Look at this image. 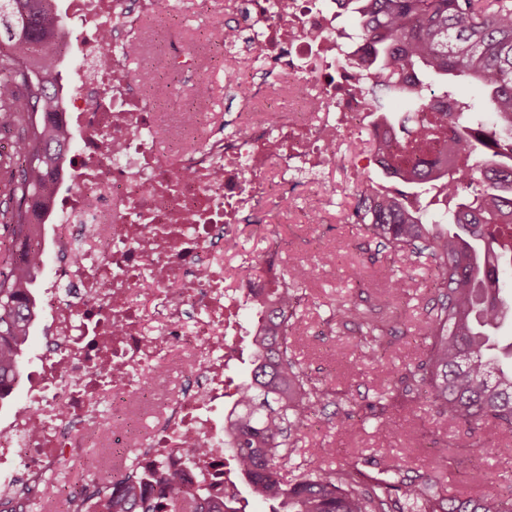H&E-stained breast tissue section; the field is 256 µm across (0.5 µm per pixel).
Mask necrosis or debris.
Masks as SVG:
<instances>
[{
	"label": "necrosis or debris",
	"mask_w": 512,
	"mask_h": 512,
	"mask_svg": "<svg viewBox=\"0 0 512 512\" xmlns=\"http://www.w3.org/2000/svg\"><path fill=\"white\" fill-rule=\"evenodd\" d=\"M81 66L65 76L62 122L78 136L44 233L61 258L38 295L52 328L26 374V397L0 409V501L56 496L59 458L99 439L115 461L164 467L223 498L224 370L250 333V302L276 279L279 247L253 260L262 278L224 285L240 225L295 210L289 185L317 176L361 137L408 150L372 121L343 68L335 0H229L203 41L239 91L229 129L151 81L149 29L174 0H70Z\"/></svg>",
	"instance_id": "necrosis-or-debris-1"
}]
</instances>
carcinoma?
I'll return each instance as SVG.
<instances>
[{
	"mask_svg": "<svg viewBox=\"0 0 512 512\" xmlns=\"http://www.w3.org/2000/svg\"><path fill=\"white\" fill-rule=\"evenodd\" d=\"M352 18L349 38L369 45L361 91L370 111L403 136L449 144L435 170L412 153L392 155L395 171L425 192L434 212L397 197L373 198L368 185L350 218L375 246L406 267L434 270L433 303L418 328V351L395 382L373 401L338 414L336 428L353 417L364 423L398 409L432 407L459 430L454 446L496 452L512 437V343L499 348L496 332L512 317L500 273L512 253V0H336ZM67 31L51 0H0V127L15 133L16 153L0 154V392L22 372V358L38 312L32 298L44 257L28 252L38 235L28 203L44 192L45 176L73 150L66 130L52 121L62 88L57 50ZM481 97L462 94L459 85ZM428 112L423 125L418 115ZM456 113L448 138L444 113ZM315 266L302 262L258 295L262 318L253 328L250 377L237 387L224 416V449L239 484L276 512H512L496 485L478 498H445L431 479L402 473L384 460L369 470L357 458L336 468L294 462L299 434L311 415L344 393L312 379L291 354L301 319L299 285ZM336 324L357 328L354 347L367 355L401 331L399 321L366 299L336 303ZM164 486V496L144 485ZM122 485L114 493V484ZM91 496L100 512H245L233 489L219 502L208 487L186 489L166 469L143 476L120 464L104 470Z\"/></svg>",
	"mask_w": 512,
	"mask_h": 512,
	"instance_id": "1",
	"label": "carcinoma"
}]
</instances>
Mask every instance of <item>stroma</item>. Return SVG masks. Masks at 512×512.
Wrapping results in <instances>:
<instances>
[{
	"label": "stroma",
	"mask_w": 512,
	"mask_h": 512,
	"mask_svg": "<svg viewBox=\"0 0 512 512\" xmlns=\"http://www.w3.org/2000/svg\"><path fill=\"white\" fill-rule=\"evenodd\" d=\"M176 91L197 92L202 106L215 114L232 109L231 101L206 92L207 86L224 82V69L211 61L198 70H185L169 77ZM369 151L368 142L355 148H341L334 166L321 173L323 182L334 191L320 202L321 219L316 224H291L276 209L265 214L267 224L274 226L288 244L284 266L303 261L315 263L314 277L302 286L304 300L300 307L301 324L292 344L293 354L313 378L325 380L333 388L345 392L350 403L374 399L395 373L408 362V352L416 351L415 338L432 293L433 275L428 265L405 271L407 296L394 300L378 265L372 264L361 249L362 236L347 216L354 208L359 192L368 180L378 178L377 169H367L365 176L352 179L349 173L353 150ZM364 283L373 298L395 303L403 315L407 334L389 337L381 360L365 357L352 345V329L337 327L332 318L336 301L356 296V283ZM335 405H328L309 428L303 430L295 450V458L323 467H337L340 462L360 456L371 462L393 459L409 475L425 474L432 478L436 491L444 497L478 496L479 484L470 481V473L483 469L504 494L512 493V440L501 442L498 451L484 455L473 448L453 447L455 429L430 408L411 414L400 410L391 419L394 429L380 433L374 424L355 425L351 431L336 428ZM447 453V466L436 464L439 453ZM109 466L108 449L88 445L71 458L57 477L58 483L75 488L92 487L96 472L86 465L87 459Z\"/></svg>",
	"instance_id": "1"
}]
</instances>
